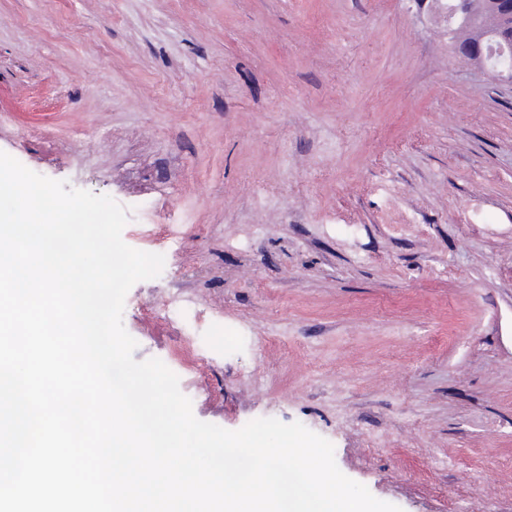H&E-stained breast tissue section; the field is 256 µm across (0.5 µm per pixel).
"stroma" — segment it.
<instances>
[{
  "instance_id": "stroma-1",
  "label": "stroma",
  "mask_w": 512,
  "mask_h": 512,
  "mask_svg": "<svg viewBox=\"0 0 512 512\" xmlns=\"http://www.w3.org/2000/svg\"><path fill=\"white\" fill-rule=\"evenodd\" d=\"M0 151L168 253L123 324L197 419L302 423L402 512H512V86L447 0H0Z\"/></svg>"
}]
</instances>
